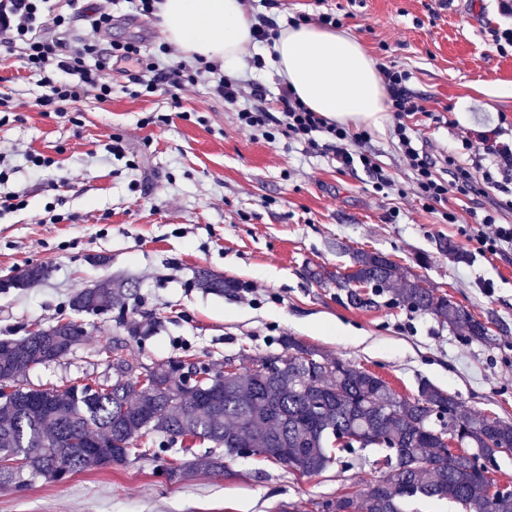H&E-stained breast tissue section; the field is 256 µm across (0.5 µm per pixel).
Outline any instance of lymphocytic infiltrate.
Instances as JSON below:
<instances>
[{
	"mask_svg": "<svg viewBox=\"0 0 512 512\" xmlns=\"http://www.w3.org/2000/svg\"><path fill=\"white\" fill-rule=\"evenodd\" d=\"M47 3L48 0H0V48L22 46L27 68L42 73L45 91L38 100L42 111H59L62 102L87 94L99 103L111 102L112 86L102 82L98 72L88 67L91 59L101 63L112 56L130 63L137 70V86L150 94L164 92L175 104L180 101L183 87L193 83L186 62L160 65L144 56L137 43H115L111 48H102L99 35L112 26L110 10L99 6L79 18L74 13L77 0H66L67 8L63 11L48 8ZM379 73L397 119L395 148L413 174V190L424 207H444L452 191L460 196L471 193L475 178L469 170H457L453 180H445L412 138L404 119L420 112L421 106L406 88L407 71L383 65ZM214 91L225 105L236 109L243 127L263 132L268 140L279 135L301 140L312 149L333 151L340 167L359 165L371 171L376 168L372 153L365 148L369 140L367 131L353 132L328 122L308 109L288 84H281L278 106L274 109L267 106L265 91L258 83L247 89L238 79L216 75Z\"/></svg>",
	"mask_w": 512,
	"mask_h": 512,
	"instance_id": "1",
	"label": "lymphocytic infiltrate"
}]
</instances>
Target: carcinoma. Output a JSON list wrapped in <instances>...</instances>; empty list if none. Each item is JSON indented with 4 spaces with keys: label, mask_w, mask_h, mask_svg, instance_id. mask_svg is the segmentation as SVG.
<instances>
[{
    "label": "carcinoma",
    "mask_w": 512,
    "mask_h": 512,
    "mask_svg": "<svg viewBox=\"0 0 512 512\" xmlns=\"http://www.w3.org/2000/svg\"><path fill=\"white\" fill-rule=\"evenodd\" d=\"M45 278V268L35 266L9 285L24 288ZM331 279L354 306L372 307L389 292L396 304L459 328L471 341L492 340L490 321L380 252L353 251L350 265ZM197 285L216 294L239 287L207 270L198 272ZM125 287L110 280L84 288L72 309L109 311L123 303ZM82 336L81 324L63 317L20 338H0V455L18 462L0 466V489L123 465L152 452L143 438L161 433L187 450L198 439L212 444L204 455L169 468L172 481L192 470L224 468L235 448H254L307 477L333 464L339 447L377 445L388 451L386 471L336 496L337 512H404L407 500L422 498L447 499L463 512H512V488L488 477L501 449L512 448V421L463 410L454 395L430 382L405 397L381 376L284 336L286 354L251 357L242 372L190 365L179 374L170 361L143 367L145 384L103 379L62 390L23 384L27 369L65 357ZM200 373L208 379H197ZM351 435L364 442L340 445ZM452 437L476 455L448 452Z\"/></svg>",
    "instance_id": "1"
}]
</instances>
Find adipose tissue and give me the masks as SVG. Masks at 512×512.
Masks as SVG:
<instances>
[{"instance_id": "adipose-tissue-1", "label": "adipose tissue", "mask_w": 512, "mask_h": 512, "mask_svg": "<svg viewBox=\"0 0 512 512\" xmlns=\"http://www.w3.org/2000/svg\"><path fill=\"white\" fill-rule=\"evenodd\" d=\"M157 16L166 41L187 57L223 62L228 71L252 43L257 23L247 0H159ZM265 53L306 107L328 121L378 129L387 123L377 63L347 31L282 25Z\"/></svg>"}]
</instances>
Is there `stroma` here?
I'll return each mask as SVG.
<instances>
[{
    "instance_id": "stroma-1",
    "label": "stroma",
    "mask_w": 512,
    "mask_h": 512,
    "mask_svg": "<svg viewBox=\"0 0 512 512\" xmlns=\"http://www.w3.org/2000/svg\"><path fill=\"white\" fill-rule=\"evenodd\" d=\"M255 16L287 20L299 13L336 14L377 62L408 71V89L425 114L408 118L418 145L472 168L463 131L490 122L512 144V53H499L489 31L504 18L497 0H251ZM102 45L139 42L149 56L165 40L156 19L137 17L129 0L112 7ZM110 104L87 95L44 112L39 75L19 52L0 53V197L17 193L25 205L0 209V338H18L76 316L86 332L66 357L27 369L25 382L63 389L104 375L103 335L122 342L127 359L150 366L180 361L246 368L252 356L279 354L294 336L323 354L382 376L401 395L421 381L456 395L462 409L512 419V247L480 253L460 234L485 212L512 223L499 201L512 199L494 158L481 161L492 180L470 197H449L456 223L425 209L412 174L394 149L392 129L371 131L367 146L391 182L375 191L363 170L337 166L332 153L240 126L210 83L165 96L124 93L131 77L108 63ZM127 145L123 159L107 150L113 137ZM51 158L47 168L36 157ZM450 243L455 257L440 248ZM388 255L479 318L507 325L492 343L432 316L392 305L356 309L345 292L309 275L344 270L353 250ZM425 264H418V257ZM31 265L49 277L30 288L5 286ZM237 281L221 295L198 288V271ZM131 281L125 309L73 314L69 303L96 283ZM142 325L130 337L127 321ZM374 447L341 453L325 472L296 478L262 458L225 459L224 470L169 480L182 461L175 449L122 466L88 469L61 483L35 479L0 491V512H311L350 483L383 466Z\"/></svg>"
}]
</instances>
